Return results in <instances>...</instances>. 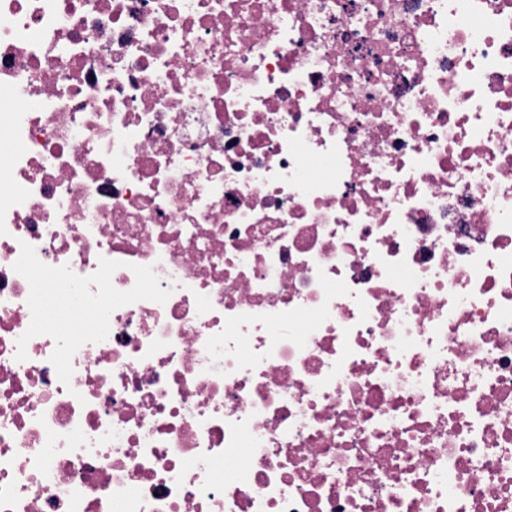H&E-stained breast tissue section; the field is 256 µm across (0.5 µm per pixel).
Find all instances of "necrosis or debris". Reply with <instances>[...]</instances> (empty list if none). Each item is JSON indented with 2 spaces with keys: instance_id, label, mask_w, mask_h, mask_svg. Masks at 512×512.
Wrapping results in <instances>:
<instances>
[{
  "instance_id": "4bbe7bcc",
  "label": "necrosis or debris",
  "mask_w": 512,
  "mask_h": 512,
  "mask_svg": "<svg viewBox=\"0 0 512 512\" xmlns=\"http://www.w3.org/2000/svg\"><path fill=\"white\" fill-rule=\"evenodd\" d=\"M0 512H512V0H0Z\"/></svg>"
}]
</instances>
